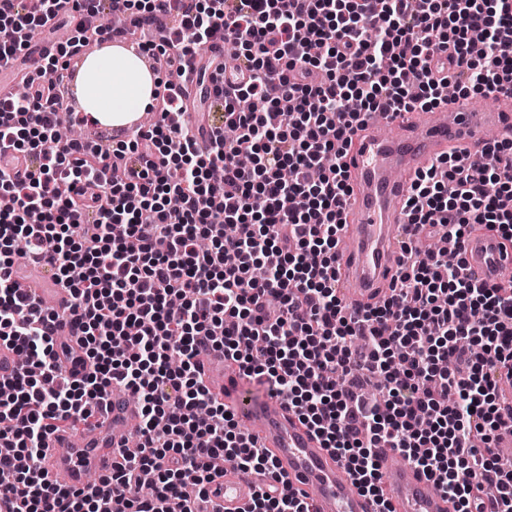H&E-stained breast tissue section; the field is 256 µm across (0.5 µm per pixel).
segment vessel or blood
I'll return each mask as SVG.
<instances>
[{
	"label": "vessel or blood",
	"instance_id": "b4317fda",
	"mask_svg": "<svg viewBox=\"0 0 512 512\" xmlns=\"http://www.w3.org/2000/svg\"><path fill=\"white\" fill-rule=\"evenodd\" d=\"M499 108L482 111L453 98L423 112L422 119L403 127L402 115L390 116L393 133L367 124L360 131L344 163L352 192L345 211L347 222L339 234V295L357 310L386 295L403 255L409 231L406 200L411 181L436 159L455 151L468 162L483 159L487 131L512 139V93L499 95ZM467 275L478 282L497 281L512 268V248L491 232L473 233L462 243ZM15 286L36 299L51 298L58 319L56 359L73 377L85 372L81 349L71 322L73 298L58 287L53 275H18ZM204 385L236 421L241 432L258 439L287 476L290 488L310 495L314 512H376L375 502L361 494L332 455L278 397L253 399L249 382L222 351L205 349L198 355ZM140 408L129 393L113 390L107 408L99 409L93 426L80 435L51 433L47 452L38 466L63 487L82 488L88 474H111L121 461L117 435L137 434ZM380 474L393 512H451L452 503L436 484L409 466L394 449L380 451ZM213 500L218 512H247L257 486L239 470L216 477Z\"/></svg>",
	"mask_w": 512,
	"mask_h": 512
}]
</instances>
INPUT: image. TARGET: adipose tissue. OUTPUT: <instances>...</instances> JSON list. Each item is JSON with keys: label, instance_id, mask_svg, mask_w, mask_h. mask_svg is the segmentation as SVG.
I'll list each match as a JSON object with an SVG mask.
<instances>
[{"label": "adipose tissue", "instance_id": "adipose-tissue-1", "mask_svg": "<svg viewBox=\"0 0 512 512\" xmlns=\"http://www.w3.org/2000/svg\"><path fill=\"white\" fill-rule=\"evenodd\" d=\"M153 77L139 57L109 46L88 57L78 74L77 93L85 113L105 124L126 123L150 100Z\"/></svg>", "mask_w": 512, "mask_h": 512}]
</instances>
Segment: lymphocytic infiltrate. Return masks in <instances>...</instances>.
Wrapping results in <instances>:
<instances>
[{
    "label": "lymphocytic infiltrate",
    "mask_w": 512,
    "mask_h": 512,
    "mask_svg": "<svg viewBox=\"0 0 512 512\" xmlns=\"http://www.w3.org/2000/svg\"><path fill=\"white\" fill-rule=\"evenodd\" d=\"M408 2L0 0V73L23 69L25 86L0 99V153L28 161L23 174L0 163V195L14 200L0 210V342L23 357L0 397L8 512H199L228 458L269 478L249 512H311L203 385L205 346L294 409L378 512L385 447L434 479L453 512H486L489 483L495 512H512V464L493 450L512 425L496 375L512 362V284L474 282L461 253L411 245L382 302L352 313L336 294L342 156L366 116L436 107L451 83L492 96L512 84V0ZM116 14L165 60L156 120L108 152L58 140L84 19L100 17L106 41ZM63 23L68 41L30 61L25 35ZM219 37L245 68L216 89L224 124L204 151L198 129L170 116L184 109L190 62ZM90 208L93 224H79ZM407 208L417 235L458 244L481 227L512 242V141L489 142L480 163L431 165ZM19 254L71 290L83 377L56 363L55 313L14 287ZM116 388L139 398L138 454L86 487L57 486L36 466L47 435L77 430Z\"/></svg>",
    "instance_id": "obj_1"
}]
</instances>
